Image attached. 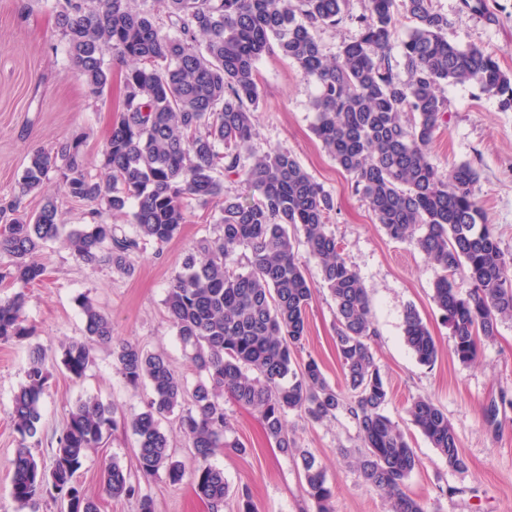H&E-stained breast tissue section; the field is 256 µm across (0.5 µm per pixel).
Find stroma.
Segmentation results:
<instances>
[{
	"label": "stroma",
	"mask_w": 512,
	"mask_h": 512,
	"mask_svg": "<svg viewBox=\"0 0 512 512\" xmlns=\"http://www.w3.org/2000/svg\"><path fill=\"white\" fill-rule=\"evenodd\" d=\"M483 10L465 0H435L449 21L448 37L460 46L475 44L496 55L512 73V0H483ZM114 78L103 95L92 94L67 64L65 42L57 31L50 0H0V198H20L26 210L40 199L21 195L19 181L32 150L50 151L75 134L86 137L91 174L100 160L115 117L122 108L123 65L112 62ZM263 96L256 114L255 151H290L334 198L330 230L341 256L358 271L373 304L378 334L372 342L375 359L389 391L388 412L398 421L414 448L419 464L405 481L407 494L425 502L428 512H512V406L501 405L496 422L484 411L501 394L512 397V321L499 326L494 341L480 345L475 362L461 364L449 351V330L433 301L437 269L412 244L388 238L368 206L356 195L335 161L314 135V81L281 56L257 64ZM446 121L428 154L439 173L471 162L479 172L473 193L506 254H512V110H500L494 97L478 85H447ZM216 234L212 221L192 219L163 250L146 245L134 258L131 274L101 264L91 268L77 260L65 240L49 243L48 265L41 283L21 286L0 281V299L25 291V318L34 334L30 342H0V512H25L11 495L12 460L18 446L10 423L12 399L24 379L28 346L49 354L82 334L78 295H86L112 319L116 338L167 355L188 382L197 375L184 356L169 322L163 299L184 255L202 238ZM414 305L439 344L433 367L418 363L403 338V310ZM335 305L325 288L314 293L308 310L304 356L315 358L332 386L343 387V373L334 346ZM95 363L85 377L71 378L52 367L49 394L42 405L46 434L60 430L80 402L97 398L125 412L141 410L146 388L127 387L117 374L108 348L94 352ZM426 395L448 415L466 462L462 471L448 469L435 448L410 423L407 403ZM231 435L247 452L217 453L231 490L248 488L256 512H317L303 490V477L267 436L257 412L225 400ZM288 429L300 447L311 449L326 470L333 488L335 512H391L385 499L370 492L350 461L361 441L347 414L316 423L289 414ZM135 438L117 430L101 447L90 450L77 475L89 495H97L99 464L118 458L134 467ZM156 512H210L190 480L170 484L166 475L142 480Z\"/></svg>",
	"instance_id": "obj_1"
}]
</instances>
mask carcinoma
Masks as SVG:
<instances>
[{
    "label": "carcinoma",
    "instance_id": "obj_1",
    "mask_svg": "<svg viewBox=\"0 0 512 512\" xmlns=\"http://www.w3.org/2000/svg\"><path fill=\"white\" fill-rule=\"evenodd\" d=\"M164 2L162 19L139 8L137 0H53L69 66L92 93L103 94L112 81L104 48H112L125 66L121 114L103 151L105 174L90 173L84 141L75 136L51 152L32 153L20 179L23 193H38L49 173H56L67 198L92 205L89 223L65 234L56 199L43 198L32 212L14 200L1 201L0 260H7L6 275L13 280L39 282L46 265L37 255L64 235L83 263L104 262L130 274L141 245L168 244L190 221L193 204L214 208L217 235L186 254L164 298L200 379L190 387L165 355L114 340L109 316L79 297L82 336L63 348V369L80 379L94 362L91 346H110L125 383L133 389L146 385L149 392L140 411L120 420L110 405L79 402L53 434L47 471L32 449L45 438L41 404L50 373L44 348L31 347L10 412L18 439L14 500L25 508L49 498L68 512H99L77 474L88 452L121 424L135 436L144 477L162 471L178 484L187 476L211 512H223L230 487L211 458L220 448L247 452L229 436L227 395L258 412L268 437L300 467L304 491L318 512H334L333 491L315 453L288 434L293 411L313 422L349 415L362 440L354 464L369 490L390 500L392 512H427L403 490L419 460L387 413L388 385L371 350L368 291L328 229L333 197L289 151L253 150L254 112L262 98L257 63L277 52L316 81L315 135L385 234L414 243L440 269L433 301L448 325L451 353L462 364L472 363L480 343L495 339L499 324L512 319V257L505 256L474 197L477 170L462 162L442 176L427 149L447 112L443 85L477 84L509 110L512 75L483 48L449 41L448 16L434 0H403L412 26L397 58L391 52L396 0H368L357 17L348 12V0ZM347 19L358 24L360 35L331 57L315 31ZM226 179L248 184L259 198L249 202L231 194ZM116 213L129 214L132 231L108 222ZM299 243L318 265L336 306L342 390L329 383L316 359H297L315 291L295 254ZM457 274L470 284L468 291L455 285ZM25 305L22 292L0 301V341L32 336L24 325ZM403 335L419 363L435 364V338L411 305L403 310ZM406 412L448 468H466L448 416L432 399L418 396ZM170 416L191 448L189 471L173 458L161 427ZM100 495L134 499L137 512H155L153 498L116 458L101 468Z\"/></svg>",
    "mask_w": 512,
    "mask_h": 512
}]
</instances>
